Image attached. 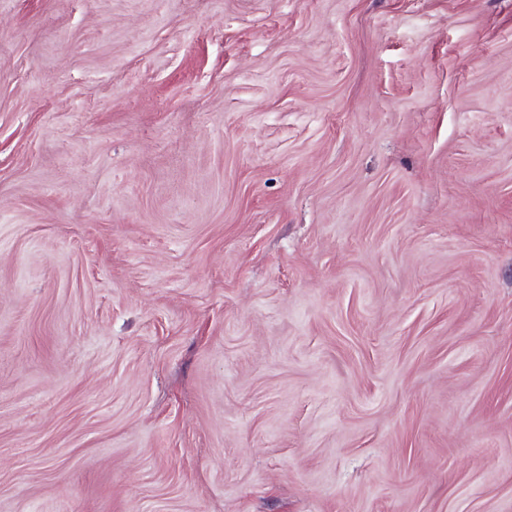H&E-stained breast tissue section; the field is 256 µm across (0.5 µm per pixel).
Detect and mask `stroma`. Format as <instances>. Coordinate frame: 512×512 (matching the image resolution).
I'll return each mask as SVG.
<instances>
[{
    "mask_svg": "<svg viewBox=\"0 0 512 512\" xmlns=\"http://www.w3.org/2000/svg\"><path fill=\"white\" fill-rule=\"evenodd\" d=\"M0 512H512V0H0Z\"/></svg>",
    "mask_w": 512,
    "mask_h": 512,
    "instance_id": "35a3bbf8",
    "label": "stroma"
}]
</instances>
